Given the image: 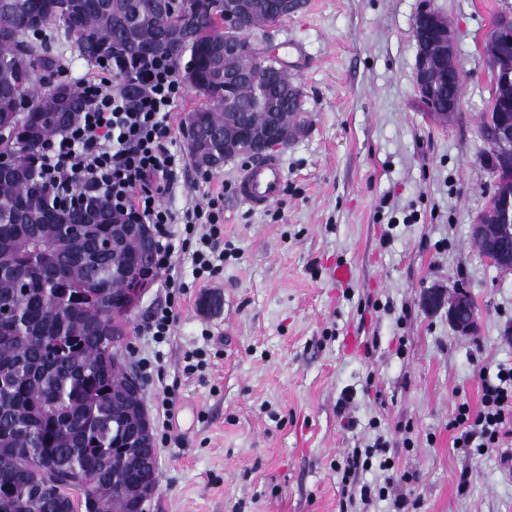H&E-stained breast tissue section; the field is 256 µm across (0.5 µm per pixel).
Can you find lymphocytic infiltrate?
Listing matches in <instances>:
<instances>
[{
  "label": "lymphocytic infiltrate",
  "mask_w": 512,
  "mask_h": 512,
  "mask_svg": "<svg viewBox=\"0 0 512 512\" xmlns=\"http://www.w3.org/2000/svg\"><path fill=\"white\" fill-rule=\"evenodd\" d=\"M119 64L98 66L95 76L82 79L79 88L90 101L77 122L49 141L40 151L38 166L44 184L60 202L74 193L103 196L114 207L135 213L151 224L156 239L157 269L172 272L174 254L188 253L197 276L214 277L227 251L224 228L214 216L213 204L194 205L176 213L161 202L175 183L178 159L167 143L172 136V114L186 94L176 61L167 56L147 57L134 67L133 96L109 90ZM184 226L185 236L174 242L172 224ZM478 409L458 403L448 427L454 447L483 454L500 450L501 461L512 460V365L481 372ZM388 442L353 449L336 466L341 475V508L370 505L386 499L394 476L386 457ZM387 470L384 482L358 484L357 476L372 465Z\"/></svg>",
  "instance_id": "1"
}]
</instances>
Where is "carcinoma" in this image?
<instances>
[{
	"label": "carcinoma",
	"instance_id": "cac0c4a2",
	"mask_svg": "<svg viewBox=\"0 0 512 512\" xmlns=\"http://www.w3.org/2000/svg\"><path fill=\"white\" fill-rule=\"evenodd\" d=\"M221 0H194L196 38L167 56L182 70L183 80L209 98L197 110L195 135L224 159V131L259 129L268 106L291 127L302 112L301 89L291 85L270 56L272 45L254 31L273 25L277 0H253L242 38L246 52L239 64L267 62L271 69L253 83L224 89V42L218 23ZM159 0H0V98L20 100L21 108L0 111V128L8 136L0 147L18 154L20 164L0 176V512H79L82 502L72 486L112 485L107 458L129 444L134 424L119 401L116 381L123 364L112 358L113 321L126 313L129 285L112 279V267H131L138 257L126 243L109 254L99 246L112 241L111 211L72 256L50 242L59 229L46 225L51 196L36 157L43 145L64 131L56 119L57 92L69 87L53 74L59 60L47 40L70 41L78 58L90 65L119 60L130 67L144 57L140 39L170 31L171 15ZM481 129L512 113L508 89L496 80ZM43 114L37 126L19 118L25 111ZM493 192L512 194V149L497 156ZM55 268L58 284L49 286L38 272ZM156 467L126 468L108 512H129V504L148 485L157 486Z\"/></svg>",
	"mask_w": 512,
	"mask_h": 512
}]
</instances>
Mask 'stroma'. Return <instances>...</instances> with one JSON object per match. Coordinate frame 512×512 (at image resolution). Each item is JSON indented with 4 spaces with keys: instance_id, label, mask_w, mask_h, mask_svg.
Listing matches in <instances>:
<instances>
[{
    "instance_id": "obj_1",
    "label": "stroma",
    "mask_w": 512,
    "mask_h": 512,
    "mask_svg": "<svg viewBox=\"0 0 512 512\" xmlns=\"http://www.w3.org/2000/svg\"><path fill=\"white\" fill-rule=\"evenodd\" d=\"M424 9L447 17L465 77L445 124L414 85ZM504 14L512 0H303L270 33L306 129L279 149L285 190L262 211L235 190L249 158L206 182L187 161L183 120L203 103L187 90L169 145L184 163L163 203L179 212L223 193L237 255L203 285L176 254L187 290L165 339L144 331L168 298L165 273L129 315L154 433L165 389L175 397L147 512H339L337 460L380 433L398 472L415 477L393 497L416 500V512H512V471L496 452L454 447L448 429L457 403L478 407L479 369L512 363V272L470 236L492 193L479 127L494 92L485 44ZM340 264L355 276L336 288ZM458 287L477 312L469 334L425 303ZM208 293L221 295L220 313L201 310Z\"/></svg>"
}]
</instances>
